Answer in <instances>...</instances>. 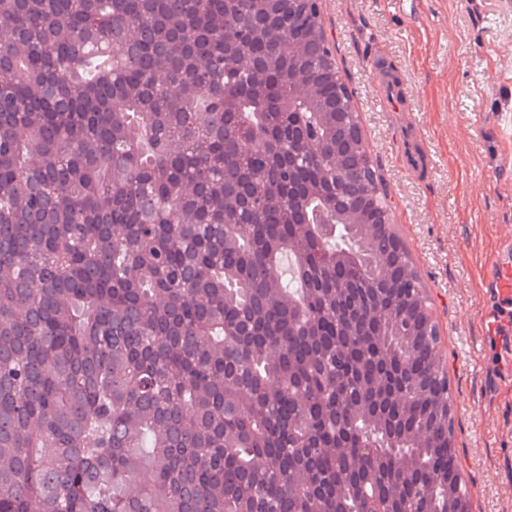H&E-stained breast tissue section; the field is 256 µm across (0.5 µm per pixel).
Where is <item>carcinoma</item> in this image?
Segmentation results:
<instances>
[{
    "mask_svg": "<svg viewBox=\"0 0 512 512\" xmlns=\"http://www.w3.org/2000/svg\"><path fill=\"white\" fill-rule=\"evenodd\" d=\"M338 100L302 0H0V512H472ZM341 186V191L357 209L365 206L367 192L365 186L367 179L361 166L347 168L346 172L336 178Z\"/></svg>",
    "mask_w": 512,
    "mask_h": 512,
    "instance_id": "1",
    "label": "carcinoma"
}]
</instances>
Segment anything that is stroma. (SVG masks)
Returning a JSON list of instances; mask_svg holds the SVG:
<instances>
[{
  "label": "stroma",
  "instance_id": "stroma-1",
  "mask_svg": "<svg viewBox=\"0 0 512 512\" xmlns=\"http://www.w3.org/2000/svg\"><path fill=\"white\" fill-rule=\"evenodd\" d=\"M328 39L381 165L395 228L429 296L474 512H512V356L482 333L484 271L512 235V0H320ZM403 101L378 97L375 51ZM415 138L422 174L399 158Z\"/></svg>",
  "mask_w": 512,
  "mask_h": 512
}]
</instances>
